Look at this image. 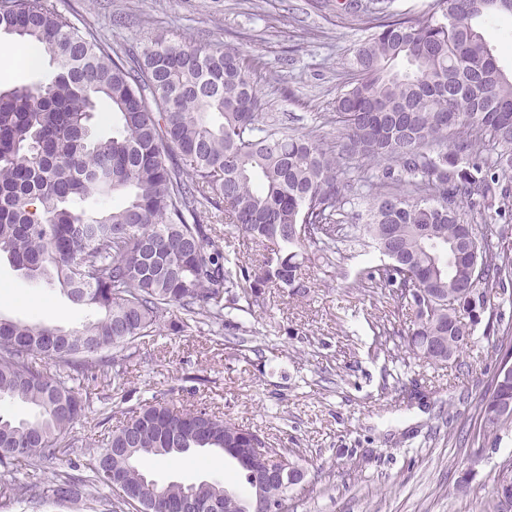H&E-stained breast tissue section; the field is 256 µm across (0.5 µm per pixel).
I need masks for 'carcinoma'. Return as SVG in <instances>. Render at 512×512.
Listing matches in <instances>:
<instances>
[{"instance_id": "carcinoma-1", "label": "carcinoma", "mask_w": 512, "mask_h": 512, "mask_svg": "<svg viewBox=\"0 0 512 512\" xmlns=\"http://www.w3.org/2000/svg\"><path fill=\"white\" fill-rule=\"evenodd\" d=\"M363 13L370 34L336 97L334 151L265 121L256 63L235 48L161 35L128 62L51 0H0V34L56 62L50 77L0 91V255L90 312L72 329L0 317V402L35 411L30 420L0 415V507L252 512V486L161 484L145 462L200 450L231 458L255 440L265 454L240 464L249 474L289 449L156 396L76 472L50 482L39 472L70 455L89 402L84 382L118 377L120 353L164 312L221 331L269 288L305 293L300 256L334 269L347 250L372 243L389 259L353 287L373 298L386 291L414 317L403 332L383 331L402 340L401 359L455 362L483 323L495 369L512 365V325L500 309L512 300V76L487 37L489 22L512 17V0H432L421 18L372 0ZM102 102L110 136L90 128ZM110 194L123 202L89 210ZM220 217L253 245L276 247L274 256L226 267L209 224ZM42 359L66 374L48 373ZM506 400L512 383L495 384L472 443H501L512 428ZM501 466L483 512H512V457ZM288 472V484L264 489L265 512H288L289 487L304 480L294 459Z\"/></svg>"}]
</instances>
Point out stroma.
<instances>
[{
    "mask_svg": "<svg viewBox=\"0 0 512 512\" xmlns=\"http://www.w3.org/2000/svg\"><path fill=\"white\" fill-rule=\"evenodd\" d=\"M80 27L95 29L120 55L142 53L155 35L239 49L261 58L253 79L268 121L313 132L335 145L328 118L347 81V65L366 35L362 18L340 15L336 0H52ZM13 37H0V89L44 79L20 66ZM378 251L348 250L336 274L316 261L303 271L304 296L267 291L253 314L233 312L236 329L215 334L183 325L170 309L153 335L138 340L111 385L89 383L86 415L71 432L77 447L104 432L113 419L158 395L179 408L218 413L241 427L280 440L304 470L289 512H482L500 462L512 456V434L496 448L461 442L490 393L495 354L482 331L463 354L470 366L393 360L383 321L406 329L410 316L392 300H374L353 282L381 264ZM51 304L50 321L66 328L83 319L58 287L24 278L0 259V315L31 320ZM426 396L400 404L401 386ZM157 480H221L245 489L235 460L170 458L151 463Z\"/></svg>",
    "mask_w": 512,
    "mask_h": 512,
    "instance_id": "stroma-1",
    "label": "stroma"
}]
</instances>
